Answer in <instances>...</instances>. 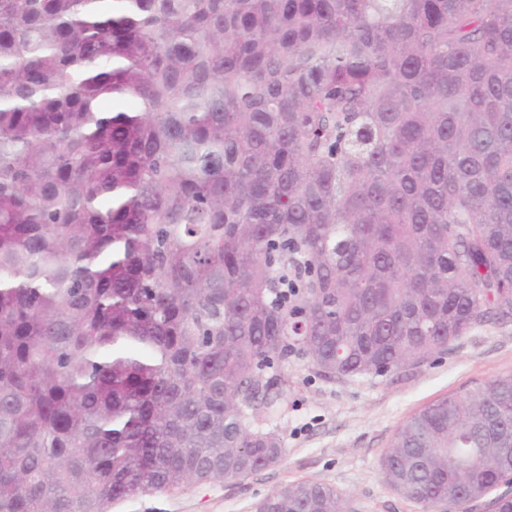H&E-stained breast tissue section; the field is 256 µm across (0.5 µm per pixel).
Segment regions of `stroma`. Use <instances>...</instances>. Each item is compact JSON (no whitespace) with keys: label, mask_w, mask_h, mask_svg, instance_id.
Returning <instances> with one entry per match:
<instances>
[{"label":"stroma","mask_w":512,"mask_h":512,"mask_svg":"<svg viewBox=\"0 0 512 512\" xmlns=\"http://www.w3.org/2000/svg\"><path fill=\"white\" fill-rule=\"evenodd\" d=\"M293 383L266 427L285 448L276 466L246 478L132 497L115 512H252L279 486L311 480L345 494L349 512H422L383 480L380 461L400 423L430 402L512 371V318L470 330L448 349L379 377L328 379L291 363Z\"/></svg>","instance_id":"35a3bbf8"}]
</instances>
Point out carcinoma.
Here are the masks:
<instances>
[{"instance_id":"obj_1","label":"carcinoma","mask_w":512,"mask_h":512,"mask_svg":"<svg viewBox=\"0 0 512 512\" xmlns=\"http://www.w3.org/2000/svg\"><path fill=\"white\" fill-rule=\"evenodd\" d=\"M507 316L512 0H0V512L246 478L291 360L375 377ZM380 466L512 512V372Z\"/></svg>"}]
</instances>
